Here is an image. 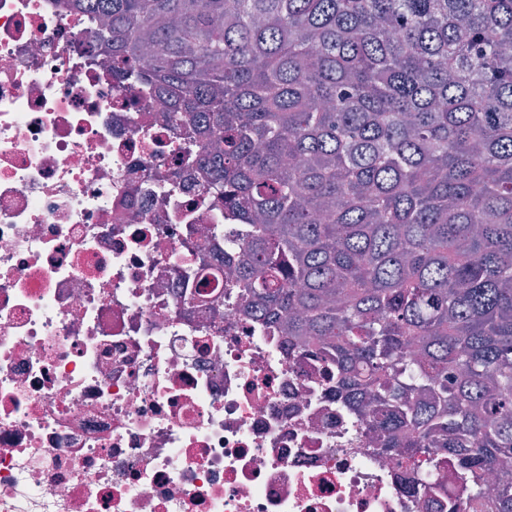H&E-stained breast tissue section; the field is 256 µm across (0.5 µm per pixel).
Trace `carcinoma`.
Listing matches in <instances>:
<instances>
[{
	"label": "carcinoma",
	"mask_w": 512,
	"mask_h": 512,
	"mask_svg": "<svg viewBox=\"0 0 512 512\" xmlns=\"http://www.w3.org/2000/svg\"><path fill=\"white\" fill-rule=\"evenodd\" d=\"M87 2L139 98L204 139L241 299L300 313L292 357L379 405L407 490L435 448L469 512H512L509 472L482 481L512 461V0Z\"/></svg>",
	"instance_id": "1"
}]
</instances>
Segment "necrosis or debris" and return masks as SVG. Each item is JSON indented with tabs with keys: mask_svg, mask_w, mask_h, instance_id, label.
I'll return each instance as SVG.
<instances>
[{
	"mask_svg": "<svg viewBox=\"0 0 512 512\" xmlns=\"http://www.w3.org/2000/svg\"><path fill=\"white\" fill-rule=\"evenodd\" d=\"M92 22L0 0V512H469L231 297L243 226Z\"/></svg>",
	"mask_w": 512,
	"mask_h": 512,
	"instance_id": "obj_1",
	"label": "necrosis or debris"
}]
</instances>
